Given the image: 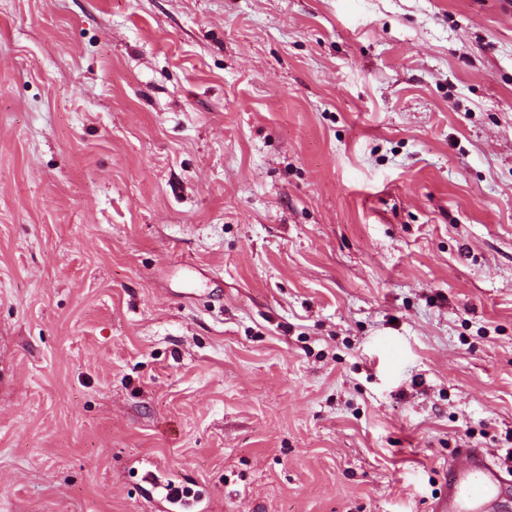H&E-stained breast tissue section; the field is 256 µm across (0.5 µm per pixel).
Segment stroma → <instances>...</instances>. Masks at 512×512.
Masks as SVG:
<instances>
[{
    "label": "stroma",
    "mask_w": 512,
    "mask_h": 512,
    "mask_svg": "<svg viewBox=\"0 0 512 512\" xmlns=\"http://www.w3.org/2000/svg\"><path fill=\"white\" fill-rule=\"evenodd\" d=\"M512 462V0H0V512H435ZM506 474L510 476L509 470L491 463L482 449H457L456 459L448 461V496L436 510L497 512L501 497L512 492V480Z\"/></svg>",
    "instance_id": "35a3bbf8"
}]
</instances>
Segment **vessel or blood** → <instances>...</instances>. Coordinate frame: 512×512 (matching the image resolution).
<instances>
[{
  "mask_svg": "<svg viewBox=\"0 0 512 512\" xmlns=\"http://www.w3.org/2000/svg\"><path fill=\"white\" fill-rule=\"evenodd\" d=\"M512 480L503 467L491 463L479 448H461L448 464V495L437 512H497Z\"/></svg>",
  "mask_w": 512,
  "mask_h": 512,
  "instance_id": "1",
  "label": "vessel or blood"
}]
</instances>
